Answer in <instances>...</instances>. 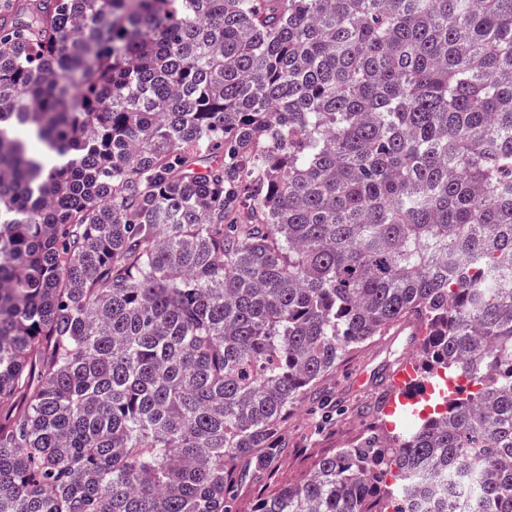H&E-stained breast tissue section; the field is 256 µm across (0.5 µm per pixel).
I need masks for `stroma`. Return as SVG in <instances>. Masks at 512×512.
<instances>
[{
    "label": "stroma",
    "instance_id": "stroma-1",
    "mask_svg": "<svg viewBox=\"0 0 512 512\" xmlns=\"http://www.w3.org/2000/svg\"><path fill=\"white\" fill-rule=\"evenodd\" d=\"M409 343L408 332L394 329L339 361L320 383L321 391L337 404V411L324 420L318 419L308 403L291 411L282 428L287 449L276 455L264 478L239 487V512H251L256 497L271 493L276 486L306 477L320 457L352 447L366 437L369 423L358 409L384 390L397 355Z\"/></svg>",
    "mask_w": 512,
    "mask_h": 512
}]
</instances>
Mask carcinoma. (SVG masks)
I'll return each mask as SVG.
<instances>
[{
	"instance_id": "carcinoma-1",
	"label": "carcinoma",
	"mask_w": 512,
	"mask_h": 512,
	"mask_svg": "<svg viewBox=\"0 0 512 512\" xmlns=\"http://www.w3.org/2000/svg\"><path fill=\"white\" fill-rule=\"evenodd\" d=\"M405 324L472 384L252 512H512V0H0V512H236Z\"/></svg>"
}]
</instances>
